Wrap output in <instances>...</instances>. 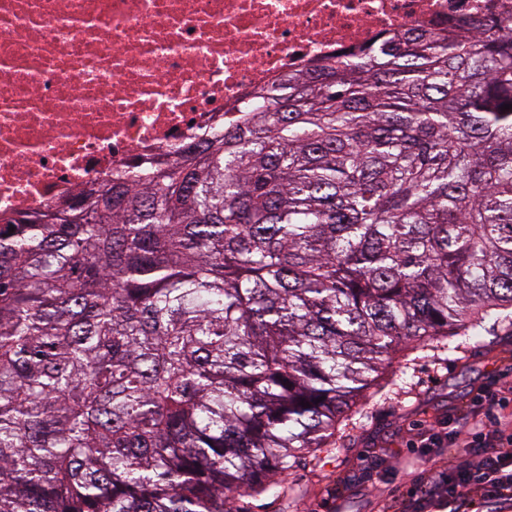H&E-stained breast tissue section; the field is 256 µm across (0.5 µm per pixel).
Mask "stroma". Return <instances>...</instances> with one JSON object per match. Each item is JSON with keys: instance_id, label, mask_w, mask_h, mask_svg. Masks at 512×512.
<instances>
[{"instance_id": "stroma-1", "label": "stroma", "mask_w": 512, "mask_h": 512, "mask_svg": "<svg viewBox=\"0 0 512 512\" xmlns=\"http://www.w3.org/2000/svg\"><path fill=\"white\" fill-rule=\"evenodd\" d=\"M453 352L396 356L370 398L336 429L332 447L276 476L250 512H407L417 479L471 456L451 421L484 390L512 386V338L457 337ZM444 433L442 447L422 441Z\"/></svg>"}]
</instances>
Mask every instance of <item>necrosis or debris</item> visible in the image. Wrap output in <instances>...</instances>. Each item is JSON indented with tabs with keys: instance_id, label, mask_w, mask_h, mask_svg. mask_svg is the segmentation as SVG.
<instances>
[{
	"instance_id": "4bbe7bcc",
	"label": "necrosis or debris",
	"mask_w": 512,
	"mask_h": 512,
	"mask_svg": "<svg viewBox=\"0 0 512 512\" xmlns=\"http://www.w3.org/2000/svg\"><path fill=\"white\" fill-rule=\"evenodd\" d=\"M483 14L512 0H0V217L154 171L316 58Z\"/></svg>"
}]
</instances>
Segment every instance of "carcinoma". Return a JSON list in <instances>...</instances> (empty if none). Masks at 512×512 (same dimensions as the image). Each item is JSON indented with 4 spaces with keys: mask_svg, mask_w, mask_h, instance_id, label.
Instances as JSON below:
<instances>
[{
    "mask_svg": "<svg viewBox=\"0 0 512 512\" xmlns=\"http://www.w3.org/2000/svg\"><path fill=\"white\" fill-rule=\"evenodd\" d=\"M505 104L511 22L408 31L0 224V512H247L400 349L512 322Z\"/></svg>",
    "mask_w": 512,
    "mask_h": 512,
    "instance_id": "1",
    "label": "carcinoma"
}]
</instances>
